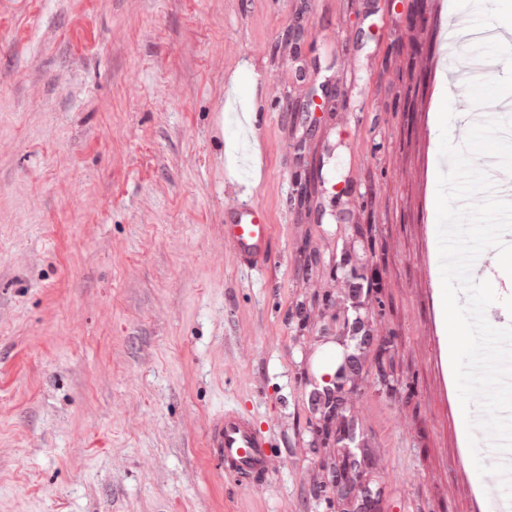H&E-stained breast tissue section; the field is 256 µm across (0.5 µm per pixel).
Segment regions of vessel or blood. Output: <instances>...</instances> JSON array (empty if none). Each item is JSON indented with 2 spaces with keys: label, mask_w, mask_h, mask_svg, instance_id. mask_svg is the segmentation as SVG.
Returning <instances> with one entry per match:
<instances>
[{
  "label": "vessel or blood",
  "mask_w": 512,
  "mask_h": 512,
  "mask_svg": "<svg viewBox=\"0 0 512 512\" xmlns=\"http://www.w3.org/2000/svg\"><path fill=\"white\" fill-rule=\"evenodd\" d=\"M272 236L273 226L259 206H242L224 217V239L233 245L244 268L253 270L272 262ZM206 446L240 489L264 485L273 475L271 443L260 435L253 416L239 406H225L222 414L211 419Z\"/></svg>",
  "instance_id": "vessel-or-blood-1"
}]
</instances>
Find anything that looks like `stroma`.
I'll return each instance as SVG.
<instances>
[{
	"label": "stroma",
	"mask_w": 512,
	"mask_h": 512,
	"mask_svg": "<svg viewBox=\"0 0 512 512\" xmlns=\"http://www.w3.org/2000/svg\"><path fill=\"white\" fill-rule=\"evenodd\" d=\"M512 0H0V512H336L304 387L341 331L343 257L389 340L347 415L379 512L507 507L458 457L435 173L448 28ZM451 95L498 118L512 61ZM235 85L238 102L225 105ZM287 111H278L280 101ZM305 141V155L295 144ZM305 204L294 190L308 175ZM264 207L274 264L239 267L224 215ZM251 412L275 474L244 491L209 419Z\"/></svg>",
	"instance_id": "stroma-1"
}]
</instances>
